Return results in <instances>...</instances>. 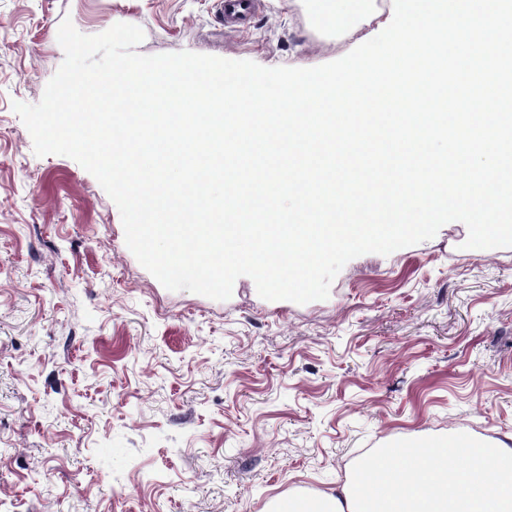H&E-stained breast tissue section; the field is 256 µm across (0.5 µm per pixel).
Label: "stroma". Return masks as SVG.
I'll return each instance as SVG.
<instances>
[{
    "label": "stroma",
    "mask_w": 512,
    "mask_h": 512,
    "mask_svg": "<svg viewBox=\"0 0 512 512\" xmlns=\"http://www.w3.org/2000/svg\"><path fill=\"white\" fill-rule=\"evenodd\" d=\"M232 33L217 0H0V512H266L330 493L366 450L464 432L512 447V247L460 221L358 256L327 299L166 289L97 179L36 156L14 111L85 35L139 26L143 55L309 68L357 45L261 0Z\"/></svg>",
    "instance_id": "obj_1"
}]
</instances>
